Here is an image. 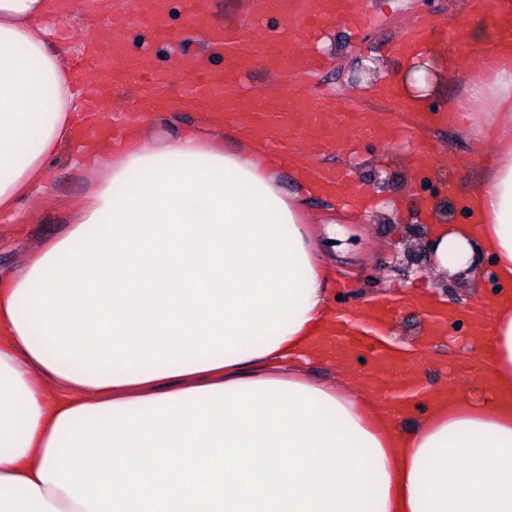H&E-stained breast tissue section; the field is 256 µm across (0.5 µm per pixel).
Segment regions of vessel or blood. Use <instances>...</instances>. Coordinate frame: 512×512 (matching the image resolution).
Instances as JSON below:
<instances>
[{
	"instance_id": "b4317fda",
	"label": "vessel or blood",
	"mask_w": 512,
	"mask_h": 512,
	"mask_svg": "<svg viewBox=\"0 0 512 512\" xmlns=\"http://www.w3.org/2000/svg\"><path fill=\"white\" fill-rule=\"evenodd\" d=\"M264 7L267 12L283 17L286 27L260 40L248 52L241 47L243 31L259 29V19L249 20L243 28L215 25L204 20L201 0H193L188 19L203 26L211 45L223 49L222 68L187 67L176 61L166 70L158 71L128 57L116 40L99 46L97 71L86 76V92L90 99L98 100L108 95L112 87L136 82L152 91L151 103L160 108L166 104L162 90L175 78L187 94L201 97L230 114L249 115L257 126L279 135L300 134L322 147L350 142L363 121L362 114L354 109L341 103L331 108H314L300 88L285 95L273 90L249 95L243 89V77L257 58L268 69L296 78L319 71L321 63L305 50V43L330 17H340L354 25L362 23L363 0H264ZM134 13L153 42L164 45L179 42L181 32L167 23L158 9V0H137ZM393 313V308L382 306L371 309L357 325L337 319L325 343L335 349L337 359L345 362L368 354L371 358L368 379L374 383L392 382V395L403 401L407 398L404 385L409 381L412 363L406 355L388 346L381 336L382 326Z\"/></svg>"
}]
</instances>
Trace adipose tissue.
I'll use <instances>...</instances> for the list:
<instances>
[{"mask_svg": "<svg viewBox=\"0 0 512 512\" xmlns=\"http://www.w3.org/2000/svg\"><path fill=\"white\" fill-rule=\"evenodd\" d=\"M491 18V64L442 46L409 51L378 86L442 114L496 154L447 225L432 202L434 272L492 260L487 337L468 357L512 393V0H459ZM55 0H0V217L44 191L91 103L46 20ZM433 62L436 83L413 65ZM163 144L137 130L78 144L107 172L67 231L0 276V512H512V408L477 387L404 412L309 370L329 356L335 270L305 206L303 162L264 141ZM288 168L293 188L278 180Z\"/></svg>", "mask_w": 512, "mask_h": 512, "instance_id": "ef3b65f1", "label": "adipose tissue"}]
</instances>
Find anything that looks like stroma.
Segmentation results:
<instances>
[{
  "label": "stroma",
  "instance_id": "1",
  "mask_svg": "<svg viewBox=\"0 0 512 512\" xmlns=\"http://www.w3.org/2000/svg\"><path fill=\"white\" fill-rule=\"evenodd\" d=\"M113 2L57 0L51 25L68 61L88 60L84 50L88 41L112 35L118 23L123 26L131 52L146 54L161 65L174 57L205 52L204 43L187 19L189 0H172L168 21L184 31L183 42L174 47L150 42L141 27L128 22L126 12L114 9ZM453 2L409 0L406 7L395 8L391 0H373L363 30L350 29L340 21L331 23L330 45L324 55L327 67L303 81L314 105L342 98L366 115L351 145L310 150L315 168L351 170L361 190L381 205L369 221L340 223L348 247L337 252L336 265L346 285L332 288L331 294L343 312H358L370 300L382 297L384 289L396 287L445 288L449 307L457 310L488 300L486 290L468 284L449 286L434 275L425 248L428 223L419 203L432 192L446 195L454 220L462 221L458 201L477 179L484 158L493 154V145L473 142L447 122L432 120L429 113L402 111L398 101L358 94V85L352 82L350 73L356 62L379 60L384 73L393 74L403 61L405 31L418 14L434 19L437 36L455 32L450 47L463 53L477 38L492 36L490 22L451 21ZM423 150L430 152L440 167L413 173L412 163ZM452 153L464 159V167H448ZM99 177L98 168L78 166L74 151L66 150L55 162L49 187L23 201L15 220L0 219V270L9 271L22 260L34 258L45 242L63 234L70 217L85 203L91 183ZM394 206L402 211L403 220H391L390 209ZM394 251L416 256L419 270L406 275L394 270L390 257ZM468 336V324H456L449 327L446 343L429 344L417 373V382L425 392L456 385L454 371L463 361L461 347Z\"/></svg>",
  "mask_w": 512,
  "mask_h": 512
}]
</instances>
